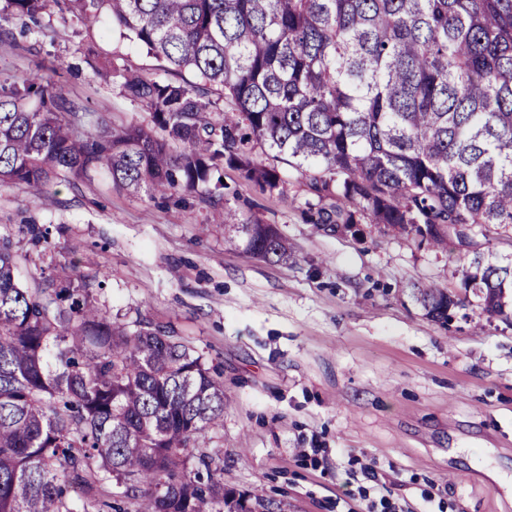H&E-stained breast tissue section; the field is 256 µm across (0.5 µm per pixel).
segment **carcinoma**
I'll return each instance as SVG.
<instances>
[{"instance_id":"cac0c4a2","label":"carcinoma","mask_w":512,"mask_h":512,"mask_svg":"<svg viewBox=\"0 0 512 512\" xmlns=\"http://www.w3.org/2000/svg\"><path fill=\"white\" fill-rule=\"evenodd\" d=\"M112 27L160 62L148 77L112 62L153 125L116 128L45 74L0 85V186L43 203L58 181L107 174L136 196L205 190L224 200V166L274 190L256 147L287 157L336 227L369 211L387 231L448 246V225L485 239L512 226V0H5L30 18ZM184 70L198 82L170 79ZM230 110L216 113L212 89ZM224 243L286 262L266 224H226ZM0 240V512H234L206 432L224 418V380L171 329L114 321L102 283L74 274L32 287ZM462 288L505 314L512 261L476 253ZM414 297L448 323L461 300Z\"/></svg>"}]
</instances>
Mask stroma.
I'll return each mask as SVG.
<instances>
[{
	"instance_id": "stroma-1",
	"label": "stroma",
	"mask_w": 512,
	"mask_h": 512,
	"mask_svg": "<svg viewBox=\"0 0 512 512\" xmlns=\"http://www.w3.org/2000/svg\"><path fill=\"white\" fill-rule=\"evenodd\" d=\"M0 81L56 66L70 98L113 126L150 122L111 61L152 76L158 61L108 21L88 27L49 7L37 20L6 14ZM279 188L224 170V200L134 198L110 180L54 186L43 206L26 187H0V238L19 254L26 286L71 270L102 281L97 304L126 322L174 330L224 379V422L208 445L226 488L281 512H371L372 480L396 512H512V322L481 313L463 292L474 253L512 260V230L437 250L385 232L369 211L348 232L316 224L309 182L287 162L256 153ZM274 225L293 259L266 262L224 245V212ZM48 228L49 250L25 227ZM462 297L452 321L426 318L415 286ZM370 464L376 477L362 469Z\"/></svg>"
}]
</instances>
